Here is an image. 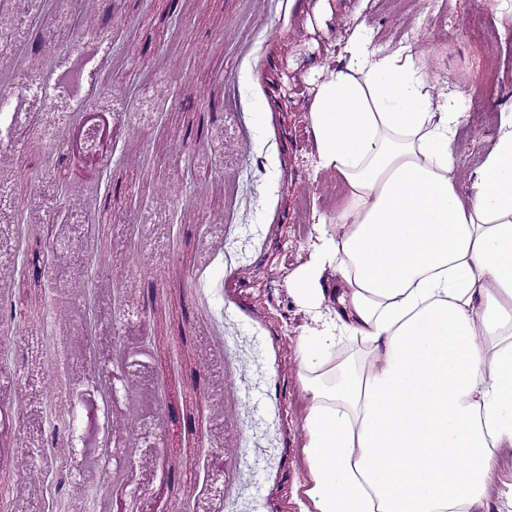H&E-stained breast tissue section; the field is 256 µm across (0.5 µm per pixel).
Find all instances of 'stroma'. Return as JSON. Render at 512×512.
I'll return each mask as SVG.
<instances>
[{
	"instance_id": "stroma-1",
	"label": "stroma",
	"mask_w": 512,
	"mask_h": 512,
	"mask_svg": "<svg viewBox=\"0 0 512 512\" xmlns=\"http://www.w3.org/2000/svg\"><path fill=\"white\" fill-rule=\"evenodd\" d=\"M106 1L45 0L36 21L54 57L96 52L85 108L106 113L114 155L79 162L63 149L72 129L51 93L29 98L28 123L0 142V189L10 195L0 229L20 214L65 245L41 287L19 289L17 265L0 257V299L23 316L16 369L27 382L1 390L0 405L30 422L47 401L67 416L79 381H111L101 354L122 339L134 378L162 386L161 403L140 417L155 447L129 454L124 399L93 396L83 414L93 440L68 461L79 476L64 491L69 512H304L297 339L308 319L288 280L312 254L319 218L347 201L341 181L319 170L311 134L325 67L348 64L360 23L373 50L408 45L435 67L467 105L452 144L466 198L512 108V22L496 0H110L108 30L92 37ZM476 14L498 41L465 36ZM85 259L110 312L91 325L75 269ZM6 438L0 485L12 512H55L54 475L29 467L28 435L13 426ZM105 446L124 458L126 485L92 508L86 490L103 480Z\"/></svg>"
}]
</instances>
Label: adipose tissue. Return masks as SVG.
<instances>
[{
  "label": "adipose tissue",
  "mask_w": 512,
  "mask_h": 512,
  "mask_svg": "<svg viewBox=\"0 0 512 512\" xmlns=\"http://www.w3.org/2000/svg\"><path fill=\"white\" fill-rule=\"evenodd\" d=\"M369 44L357 26L310 108L347 203L288 282L310 316L306 494L313 512H484L494 450L512 446V109L462 202L463 101L411 47ZM340 335L365 358L336 364Z\"/></svg>",
  "instance_id": "adipose-tissue-1"
}]
</instances>
